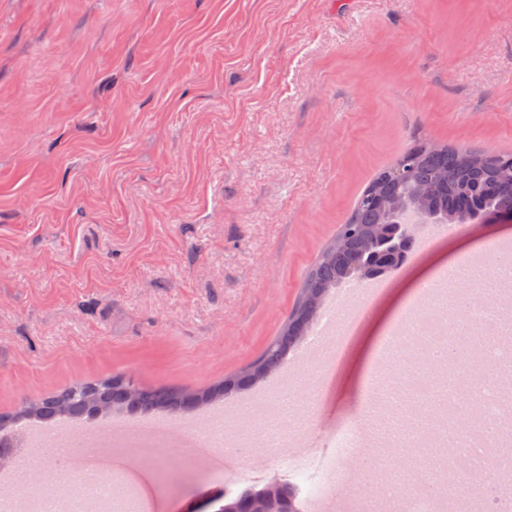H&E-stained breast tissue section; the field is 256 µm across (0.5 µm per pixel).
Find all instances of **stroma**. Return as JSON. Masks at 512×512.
Returning a JSON list of instances; mask_svg holds the SVG:
<instances>
[{
  "label": "stroma",
  "mask_w": 512,
  "mask_h": 512,
  "mask_svg": "<svg viewBox=\"0 0 512 512\" xmlns=\"http://www.w3.org/2000/svg\"><path fill=\"white\" fill-rule=\"evenodd\" d=\"M415 140L512 154V0H0V411L115 373L205 389L246 368ZM502 239L512 227L430 236L342 316L378 335L391 289L464 249L492 275ZM308 351L222 401L253 465L163 448L176 478L151 512L261 490L284 455L328 501L344 492L367 449L332 438L363 399L336 398L344 355ZM280 391L310 402L284 450L248 408Z\"/></svg>",
  "instance_id": "35a3bbf8"
}]
</instances>
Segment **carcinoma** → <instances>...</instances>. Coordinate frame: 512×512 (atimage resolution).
<instances>
[{
	"mask_svg": "<svg viewBox=\"0 0 512 512\" xmlns=\"http://www.w3.org/2000/svg\"><path fill=\"white\" fill-rule=\"evenodd\" d=\"M511 184L512 155L417 141L393 164L381 169L364 189L345 223L339 225L333 243L310 269L280 335L248 370L227 376L203 391L146 388L124 374L88 380L27 401L11 414L1 413L0 431L12 428L18 434L17 425L28 419H94L106 417L114 409L143 417L162 411H194L249 387L277 369L295 342L308 335L320 314L321 302L331 289L372 277V260L389 254L395 246V242L384 238L391 214L378 207L377 198L384 197L397 207L416 203L435 224H463L473 212L493 214L512 207ZM258 495L274 507L294 491L284 483H273L260 493L247 489L233 498L226 496L224 505L244 512L246 504Z\"/></svg>",
	"mask_w": 512,
	"mask_h": 512,
	"instance_id": "cac0c4a2",
	"label": "carcinoma"
}]
</instances>
